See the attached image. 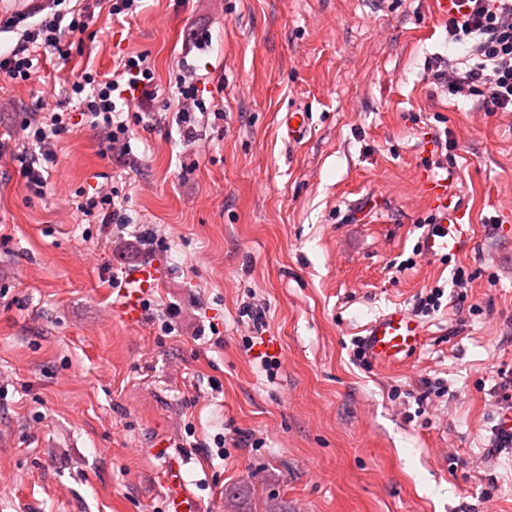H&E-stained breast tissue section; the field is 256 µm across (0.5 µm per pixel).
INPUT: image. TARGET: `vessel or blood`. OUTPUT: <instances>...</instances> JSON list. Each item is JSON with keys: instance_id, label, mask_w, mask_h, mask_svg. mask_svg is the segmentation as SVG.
<instances>
[{"instance_id": "1", "label": "vessel or blood", "mask_w": 512, "mask_h": 512, "mask_svg": "<svg viewBox=\"0 0 512 512\" xmlns=\"http://www.w3.org/2000/svg\"><path fill=\"white\" fill-rule=\"evenodd\" d=\"M422 188L431 201L435 222L422 238L424 252L431 256H443L461 249L469 236L464 224V212L453 205L448 193V183L432 171L421 175ZM162 274L155 264L145 263L129 270L127 288L116 305L118 318L127 325L139 324L142 318V298L145 293L158 288ZM422 325L406 310L387 309L366 327L365 345L370 357L379 365L390 367L400 364L422 342ZM169 480V512H192L191 496L187 487L178 479L179 463L170 458L166 461Z\"/></svg>"}]
</instances>
